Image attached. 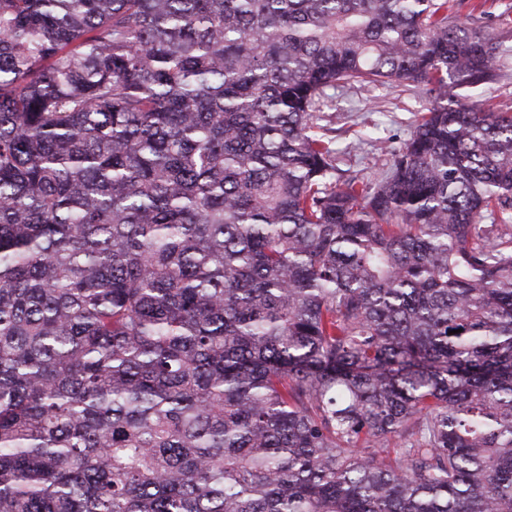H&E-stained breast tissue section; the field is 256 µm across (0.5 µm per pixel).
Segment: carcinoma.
Listing matches in <instances>:
<instances>
[{
  "mask_svg": "<svg viewBox=\"0 0 512 512\" xmlns=\"http://www.w3.org/2000/svg\"><path fill=\"white\" fill-rule=\"evenodd\" d=\"M454 7L0 0V512H512V113L313 131L493 81ZM326 93L318 124L328 129L341 150L336 158V178L341 180L357 176L373 181L386 173L391 156L375 150L370 138H382L389 150H398L432 100L410 82L353 84Z\"/></svg>",
  "mask_w": 512,
  "mask_h": 512,
  "instance_id": "1",
  "label": "carcinoma"
}]
</instances>
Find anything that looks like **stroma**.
<instances>
[{"mask_svg": "<svg viewBox=\"0 0 512 512\" xmlns=\"http://www.w3.org/2000/svg\"><path fill=\"white\" fill-rule=\"evenodd\" d=\"M473 0H457L458 15L492 43L505 47L497 60L498 76L490 85L468 88L462 100L471 106L512 112V0H485L482 12L472 13ZM429 104L412 83L353 84L328 91L320 105L321 123L336 140V175L374 180L390 166L389 150L399 149L410 137L415 120ZM386 140L387 152L371 145Z\"/></svg>", "mask_w": 512, "mask_h": 512, "instance_id": "35a3bbf8", "label": "stroma"}]
</instances>
